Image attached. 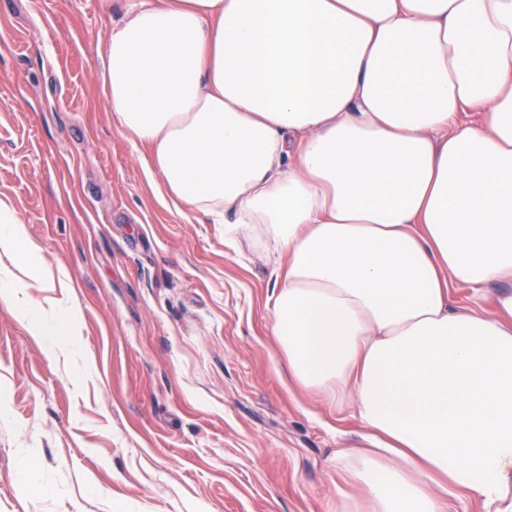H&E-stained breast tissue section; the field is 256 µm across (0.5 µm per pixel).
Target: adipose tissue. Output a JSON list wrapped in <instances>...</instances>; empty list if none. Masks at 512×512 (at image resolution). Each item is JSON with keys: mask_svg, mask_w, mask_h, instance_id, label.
<instances>
[{"mask_svg": "<svg viewBox=\"0 0 512 512\" xmlns=\"http://www.w3.org/2000/svg\"><path fill=\"white\" fill-rule=\"evenodd\" d=\"M97 52L175 210L286 257L270 334L369 433L353 502L512 512V0H132ZM22 293L1 265L31 335H69ZM502 289L503 286L500 284H491L476 293L469 288L454 286L451 287L450 292L455 306L476 312H487L492 309L493 296Z\"/></svg>", "mask_w": 512, "mask_h": 512, "instance_id": "1", "label": "adipose tissue"}]
</instances>
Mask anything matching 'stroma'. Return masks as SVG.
Segmentation results:
<instances>
[{"instance_id":"35a3bbf8","label":"stroma","mask_w":512,"mask_h":512,"mask_svg":"<svg viewBox=\"0 0 512 512\" xmlns=\"http://www.w3.org/2000/svg\"><path fill=\"white\" fill-rule=\"evenodd\" d=\"M125 4L0 0V196L39 247L29 298L78 306L60 343L89 362L0 304V512H339L364 429L289 385L274 255L178 214L105 108L97 42Z\"/></svg>"}]
</instances>
